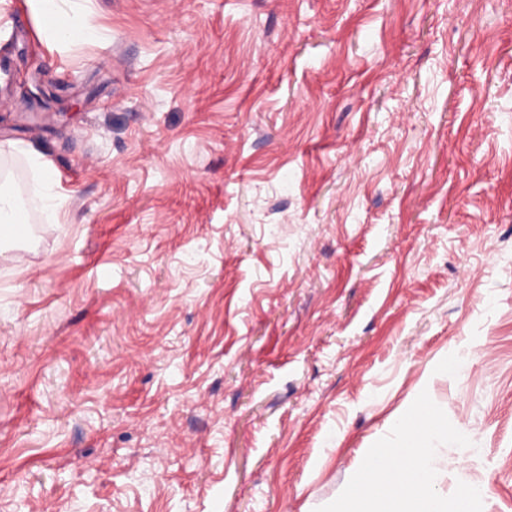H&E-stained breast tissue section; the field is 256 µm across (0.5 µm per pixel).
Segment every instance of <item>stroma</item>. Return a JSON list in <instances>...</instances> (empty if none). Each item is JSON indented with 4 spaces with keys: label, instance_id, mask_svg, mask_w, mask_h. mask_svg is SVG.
<instances>
[{
    "label": "stroma",
    "instance_id": "obj_1",
    "mask_svg": "<svg viewBox=\"0 0 512 512\" xmlns=\"http://www.w3.org/2000/svg\"><path fill=\"white\" fill-rule=\"evenodd\" d=\"M86 9L0 5V512H336L422 397L512 512V0ZM66 0H27L30 15L39 32L54 47H62L79 39L97 36L95 26L87 23L76 29L67 11L62 7ZM0 230L1 237L4 233L11 231L13 234L18 233L24 226L25 215L22 209L14 205L13 198L10 194L4 192L1 186L0 193ZM8 207V210H6Z\"/></svg>",
    "mask_w": 512,
    "mask_h": 512
}]
</instances>
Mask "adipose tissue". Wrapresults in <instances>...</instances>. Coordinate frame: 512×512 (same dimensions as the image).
<instances>
[{
  "label": "adipose tissue",
  "instance_id": "adipose-tissue-1",
  "mask_svg": "<svg viewBox=\"0 0 512 512\" xmlns=\"http://www.w3.org/2000/svg\"><path fill=\"white\" fill-rule=\"evenodd\" d=\"M65 0H26L40 33L54 47L97 35L93 25L75 28ZM448 421L426 405L411 408L396 445L369 449L345 491L343 512H479L483 488L460 485L454 498L439 494L431 468L434 440L451 435Z\"/></svg>",
  "mask_w": 512,
  "mask_h": 512
}]
</instances>
